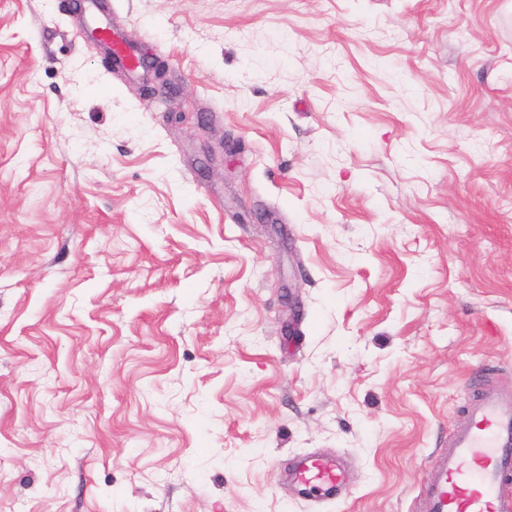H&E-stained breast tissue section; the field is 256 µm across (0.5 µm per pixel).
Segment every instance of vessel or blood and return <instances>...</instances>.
Listing matches in <instances>:
<instances>
[{
  "instance_id": "1",
  "label": "vessel or blood",
  "mask_w": 512,
  "mask_h": 512,
  "mask_svg": "<svg viewBox=\"0 0 512 512\" xmlns=\"http://www.w3.org/2000/svg\"><path fill=\"white\" fill-rule=\"evenodd\" d=\"M95 28L109 44L115 65L133 53L116 40L109 21ZM466 421L453 430L437 458L436 478L422 490L425 512H512V391L495 384L481 387L468 402ZM309 493L324 498L344 494L340 457L304 456L290 474Z\"/></svg>"
}]
</instances>
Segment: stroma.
<instances>
[{"label":"stroma","instance_id":"stroma-1","mask_svg":"<svg viewBox=\"0 0 512 512\" xmlns=\"http://www.w3.org/2000/svg\"><path fill=\"white\" fill-rule=\"evenodd\" d=\"M102 2L177 97L0 0V512H421L512 390V0ZM137 67H141L142 69H145L147 72H149L150 76L153 77L154 82L157 83L160 88H162V91L165 94L171 95L176 93V90L170 86V83L166 78V63L160 57L147 53L140 54ZM290 479L319 497L338 498L345 493L339 456H303L297 461Z\"/></svg>","mask_w":512,"mask_h":512}]
</instances>
